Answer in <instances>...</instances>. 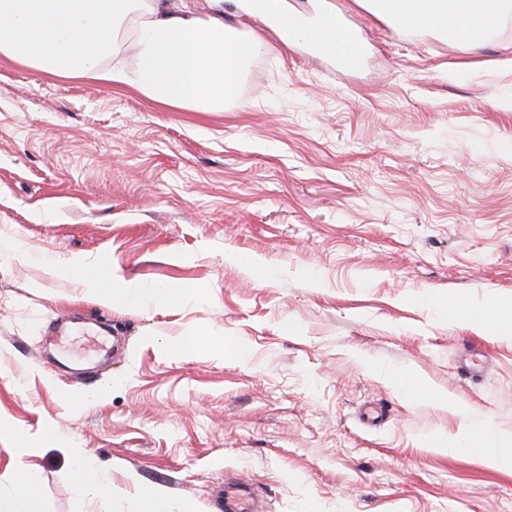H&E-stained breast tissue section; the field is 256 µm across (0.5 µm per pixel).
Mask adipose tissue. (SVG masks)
Returning a JSON list of instances; mask_svg holds the SVG:
<instances>
[{
	"mask_svg": "<svg viewBox=\"0 0 512 512\" xmlns=\"http://www.w3.org/2000/svg\"><path fill=\"white\" fill-rule=\"evenodd\" d=\"M407 21L443 25L470 46L512 21V0H453L441 13L429 0ZM134 48L136 63H118ZM260 37L223 21L171 8L167 0H0V59L65 79L135 89L148 100L190 112H220L237 99ZM97 303L123 298L144 306L182 303L185 289L118 284L93 264L63 260ZM0 512H44L40 479L21 470L0 488Z\"/></svg>",
	"mask_w": 512,
	"mask_h": 512,
	"instance_id": "1",
	"label": "adipose tissue"
}]
</instances>
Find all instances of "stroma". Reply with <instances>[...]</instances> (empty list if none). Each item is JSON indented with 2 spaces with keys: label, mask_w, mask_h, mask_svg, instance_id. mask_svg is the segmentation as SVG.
<instances>
[{
  "label": "stroma",
  "mask_w": 512,
  "mask_h": 512,
  "mask_svg": "<svg viewBox=\"0 0 512 512\" xmlns=\"http://www.w3.org/2000/svg\"><path fill=\"white\" fill-rule=\"evenodd\" d=\"M329 3L371 40L366 76L266 32L223 112L0 62V475L36 472L47 512H126L143 486L212 512L228 470L257 512H512L470 434L512 436V313L450 317L512 298V24L465 47ZM66 256L188 290L115 302L125 350L85 387L38 358L57 313L98 309ZM199 329L224 353L176 350ZM508 304H510V307H512L511 300H500L497 304H491L489 306V312L485 311L482 313V315L480 313L479 306H469L465 309L458 308L456 314L459 315L462 321L466 322L468 325H481L485 320L498 319L502 313L503 306ZM469 347L464 348L459 356L458 368L461 373L471 380H480L485 375V361ZM72 458L78 488L80 489L87 483L95 480L97 476L96 469L92 464L89 454L82 448H73Z\"/></svg>",
  "instance_id": "1"
}]
</instances>
